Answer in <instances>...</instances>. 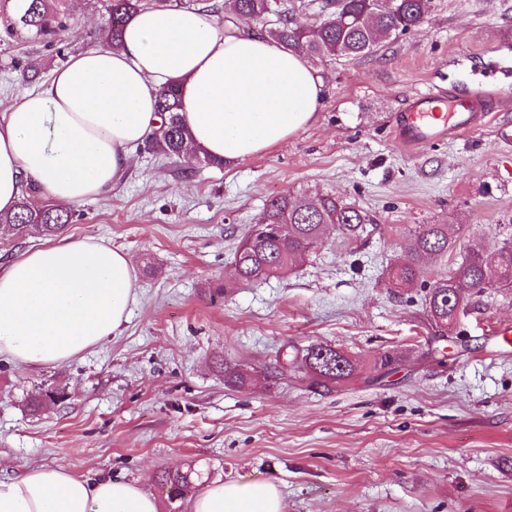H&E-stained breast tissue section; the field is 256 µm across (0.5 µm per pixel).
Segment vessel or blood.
Returning <instances> with one entry per match:
<instances>
[{
    "instance_id": "vessel-or-blood-1",
    "label": "vessel or blood",
    "mask_w": 512,
    "mask_h": 512,
    "mask_svg": "<svg viewBox=\"0 0 512 512\" xmlns=\"http://www.w3.org/2000/svg\"><path fill=\"white\" fill-rule=\"evenodd\" d=\"M489 110V105L479 98L460 99L439 93L418 95L399 114L395 138L406 148L426 147L447 134L478 129Z\"/></svg>"
}]
</instances>
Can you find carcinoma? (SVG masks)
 Listing matches in <instances>:
<instances>
[{"instance_id":"cac0c4a2","label":"carcinoma","mask_w":512,"mask_h":512,"mask_svg":"<svg viewBox=\"0 0 512 512\" xmlns=\"http://www.w3.org/2000/svg\"><path fill=\"white\" fill-rule=\"evenodd\" d=\"M50 0H13L14 24L36 37H47L63 26ZM427 0H323L324 19L316 25L298 23L284 4L273 0H224V14L262 22L272 14L277 22L267 37L284 49L302 51L309 56L364 57L372 54L384 40L419 28L426 16ZM150 5L167 7V0H109V20L101 33L105 47L121 38L130 15ZM179 87L170 84L159 95L160 135L151 148L172 162L182 157L186 146L182 118L178 112ZM38 191L30 187L16 211L0 214V236L34 230L50 236L70 223L71 215L49 204L36 202ZM373 219L362 210L344 203L332 194L316 198L283 194L270 198L260 223L253 226L237 246L232 261V276L239 281L258 282L288 274L296 257L309 253L323 242L327 225L346 237H356ZM455 245L448 237V225L425 224L413 234L403 257L387 274L390 288H408L419 281L428 289L425 311L438 328L436 338L448 335L458 313L465 306L463 289L487 286L512 288V232L502 239L490 258L467 253L448 269V275L427 282L426 259L446 256ZM302 363L307 372L324 384H339L354 375V364L331 346L306 349ZM193 471H176L163 476L168 501L182 498Z\"/></svg>"}]
</instances>
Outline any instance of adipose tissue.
<instances>
[{
    "label": "adipose tissue",
    "instance_id": "obj_1",
    "mask_svg": "<svg viewBox=\"0 0 512 512\" xmlns=\"http://www.w3.org/2000/svg\"><path fill=\"white\" fill-rule=\"evenodd\" d=\"M179 83L193 152L246 161L310 125L324 84L301 53L276 47L195 8L140 9L117 48L94 47L47 88L0 111V213L24 186L67 206L103 195L160 128L158 94ZM125 253L91 238L60 239L0 267V355L58 366L98 345L136 300ZM0 512H159L138 485L61 467L0 478ZM191 512H283L270 481L219 482Z\"/></svg>",
    "mask_w": 512,
    "mask_h": 512
}]
</instances>
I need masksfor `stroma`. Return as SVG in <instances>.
<instances>
[{"instance_id":"1","label":"stroma","mask_w":512,"mask_h":512,"mask_svg":"<svg viewBox=\"0 0 512 512\" xmlns=\"http://www.w3.org/2000/svg\"><path fill=\"white\" fill-rule=\"evenodd\" d=\"M106 5L67 0L62 28L35 40L11 30L13 0H0V100L43 89L99 46ZM312 64L317 118L268 152L220 168L144 146L109 193L71 205L63 238L122 250L137 299L112 336L65 364L0 356L1 478L41 466L120 478L160 512H189L159 484L188 469L196 493L271 481L285 512H512V348L492 335L512 326V288L470 293L431 355L424 289L386 286L420 225H447L457 242L429 262L433 280L465 253H492L496 225L512 222V146L495 138L512 123V0H429L419 29L374 54ZM448 89L499 99L479 130L398 146L407 99ZM287 193L336 195L375 224L358 240L328 230L285 278L225 281L266 201ZM319 343L353 361L352 379L312 382L300 359ZM224 361L248 382L227 384Z\"/></svg>"}]
</instances>
